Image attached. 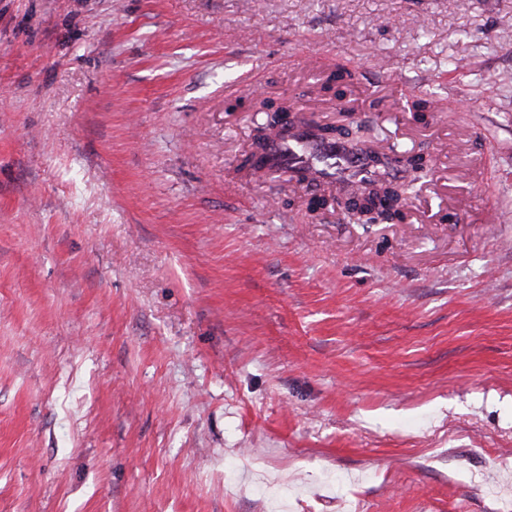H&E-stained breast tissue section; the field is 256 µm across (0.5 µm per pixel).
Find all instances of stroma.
<instances>
[{
	"label": "stroma",
	"instance_id": "1",
	"mask_svg": "<svg viewBox=\"0 0 512 512\" xmlns=\"http://www.w3.org/2000/svg\"><path fill=\"white\" fill-rule=\"evenodd\" d=\"M339 65L432 158L405 223L244 166ZM475 471L512 485V0H0V512H500ZM404 110L411 112L413 119L418 122H425L435 112H440L436 99L427 94L414 96L410 101L406 102Z\"/></svg>",
	"mask_w": 512,
	"mask_h": 512
}]
</instances>
